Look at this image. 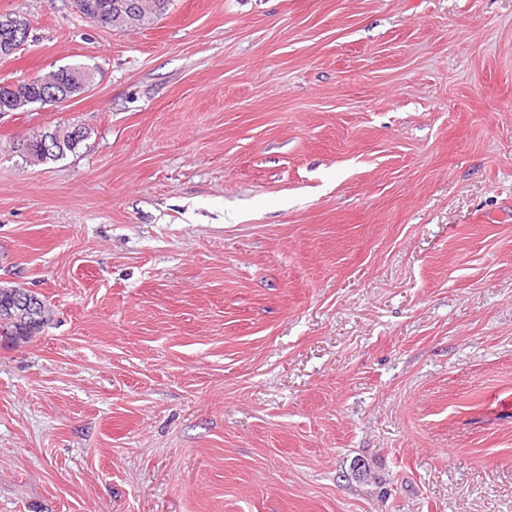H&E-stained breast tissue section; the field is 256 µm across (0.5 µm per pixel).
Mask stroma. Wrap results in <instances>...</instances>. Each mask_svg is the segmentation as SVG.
<instances>
[{
    "mask_svg": "<svg viewBox=\"0 0 512 512\" xmlns=\"http://www.w3.org/2000/svg\"><path fill=\"white\" fill-rule=\"evenodd\" d=\"M0 14V512H512V0ZM124 0H74L77 11L89 19H99L102 25L124 30L130 24L152 17L155 0H127L122 12L113 14ZM112 21V25H111ZM93 80V75H71L67 84L68 90L65 89V86H61L63 89L62 94L53 91L43 92L41 94V105L59 107L75 98L84 96L93 89ZM75 93H78V95L73 97ZM36 83V84H35ZM35 83H29V84H23L20 85L18 88H16L15 91H10L6 87L1 88V86H12L8 87L9 89H12L13 86L16 85L15 83H9V84H1L0 86V105L5 107V109H12L13 112L31 104V97H34L36 95H39L40 89L42 87L38 82ZM23 98L26 104H22L21 106H18V99ZM30 101V102H29ZM4 108H0V112H12L11 110H5ZM85 128L78 130L76 126L68 128L65 132L57 130L46 131L32 139H26L20 144V150L24 157L34 159L37 163L56 161L67 154L75 152L83 141L87 139ZM51 145L53 152L41 153L42 142ZM45 307L35 293L13 286L0 288V337L11 340L32 336L44 325Z\"/></svg>",
    "mask_w": 512,
    "mask_h": 512,
    "instance_id": "obj_1",
    "label": "stroma"
}]
</instances>
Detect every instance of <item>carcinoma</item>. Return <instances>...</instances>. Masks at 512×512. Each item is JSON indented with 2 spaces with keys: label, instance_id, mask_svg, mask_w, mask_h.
<instances>
[{
  "label": "carcinoma",
  "instance_id": "obj_1",
  "mask_svg": "<svg viewBox=\"0 0 512 512\" xmlns=\"http://www.w3.org/2000/svg\"><path fill=\"white\" fill-rule=\"evenodd\" d=\"M123 0H74L77 11L89 19H97L99 23L109 26L112 13L117 10ZM38 83L23 84L10 91L0 87V105L17 111L18 99L29 102L39 94ZM87 139L86 131L72 126L64 132L46 131L32 139L21 143L20 150L24 157L39 163L56 161L78 149ZM45 307L35 293L19 287L0 288V337L19 340L36 333L44 325Z\"/></svg>",
  "mask_w": 512,
  "mask_h": 512
}]
</instances>
